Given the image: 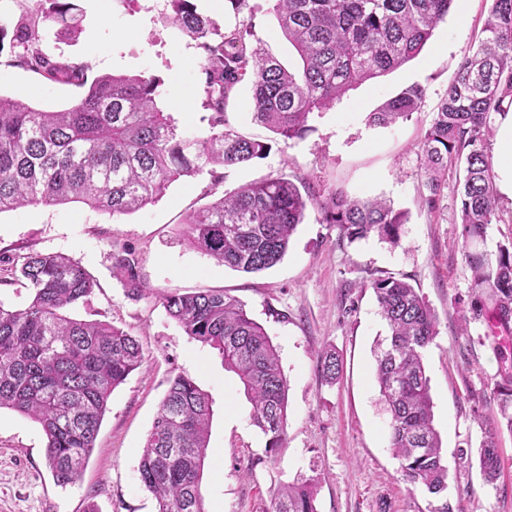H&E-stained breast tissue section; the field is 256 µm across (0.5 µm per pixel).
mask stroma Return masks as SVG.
<instances>
[{"label": "stroma", "mask_w": 512, "mask_h": 512, "mask_svg": "<svg viewBox=\"0 0 512 512\" xmlns=\"http://www.w3.org/2000/svg\"><path fill=\"white\" fill-rule=\"evenodd\" d=\"M83 33L71 42L48 28L42 48L86 62L93 74L153 75L163 85L158 104L198 136L209 132L203 107V52L169 22L170 0H79ZM221 29L246 25L250 42L296 69L300 59L282 34L272 0H198ZM492 0L454 6L422 53L400 69L363 83L312 121L304 138L274 139L251 119L252 88L231 94L224 118L241 135L271 143L266 156L234 168L208 167L173 182L155 203L112 217L76 202L0 214V253H62L78 260L97 286L74 318L105 320L134 336L142 366L112 393L96 446L82 478L60 487L47 467L41 427L0 409V512H157L139 481L142 448L171 381L191 379L213 399L210 440L200 494L205 512H270L279 487L312 480L317 512H434L449 501L453 512H512V432L501 430L502 461L496 484L483 480L476 461L459 458L478 448L499 417L494 377L499 352L488 320H468L471 273L456 242L459 167L448 169L434 210L420 204L424 182L417 144L459 63L483 37ZM425 90L420 112L388 129L367 116L406 88ZM0 95L42 111L71 106L80 92L21 67L0 65ZM280 174L316 194L344 188L354 196L382 195L404 211L400 246L371 236L340 240L318 207H308L284 259L245 274L217 263L184 240L185 215L223 193ZM134 251L150 293L129 296L112 275L114 253ZM393 276L418 288L434 311L439 334L425 353L435 424L448 463V491L440 499L407 483L390 447L389 416L374 377V352L388 334L368 283ZM221 290L238 299L276 347L287 381L285 441L276 457L252 425L237 376L216 350L187 336L166 313L161 297ZM336 349L343 371L336 382L321 375L320 355Z\"/></svg>", "instance_id": "35a3bbf8"}]
</instances>
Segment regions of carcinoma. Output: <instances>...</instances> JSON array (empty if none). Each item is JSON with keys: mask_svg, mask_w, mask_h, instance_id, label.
<instances>
[{"mask_svg": "<svg viewBox=\"0 0 512 512\" xmlns=\"http://www.w3.org/2000/svg\"><path fill=\"white\" fill-rule=\"evenodd\" d=\"M171 23L205 52L202 73L211 112L209 134L189 137L157 106L162 80L155 76L89 78L86 62H64L41 48L49 26L75 41L83 32L78 0H20L21 12L0 22V55L53 83L83 89L68 108L45 112L0 95V213L25 206L82 202L112 216L156 202L173 181L205 166L234 167L263 158L271 145L226 126L224 110L236 86L252 84V120L280 138L301 139L310 120L350 89L416 58L454 0H274L283 35L302 67L291 72L247 42L241 27L221 33L196 0H170ZM485 37L461 61L441 96L419 152L427 208L436 207L448 166L464 162L459 178L461 250L472 275L470 319L490 317L512 329V243L494 255L480 248L498 209L492 157L487 150L492 115L512 104V0H492ZM424 89L411 86L369 113L368 123L389 128L420 111ZM353 242L376 236L401 244L406 214L380 197L340 189L319 200L286 176L249 183L189 213L192 248L235 271L251 274L275 266L309 205ZM112 274L127 293L150 287L134 252L112 254ZM0 284H20L27 303L0 302V409L35 420L45 436V457L56 483H76L91 456L112 392L143 362L138 341L106 321L73 319L65 310L89 297L94 281L79 261L63 254L0 256ZM379 314L390 334L376 356L375 377L390 415V443L404 479L440 496L448 465L434 425L424 352L438 335L436 316L407 281L372 279ZM186 335L219 352L224 368L242 384L250 420L266 437V453L283 447L287 382L264 328L243 305L222 292L162 297ZM321 372L334 380L341 360L329 350ZM502 424L512 432V358L500 356L494 381ZM212 399L188 378L175 377L142 450L141 483L155 495L158 512H205L199 486L210 438ZM498 427L477 448L483 479L501 470ZM272 512H317L312 484L282 486Z\"/></svg>", "mask_w": 512, "mask_h": 512, "instance_id": "carcinoma-1", "label": "carcinoma"}]
</instances>
